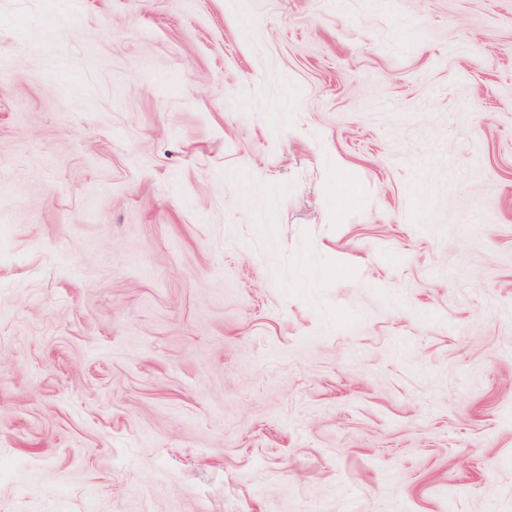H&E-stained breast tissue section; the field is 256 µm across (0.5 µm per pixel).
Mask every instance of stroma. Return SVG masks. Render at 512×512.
Wrapping results in <instances>:
<instances>
[{
    "mask_svg": "<svg viewBox=\"0 0 512 512\" xmlns=\"http://www.w3.org/2000/svg\"><path fill=\"white\" fill-rule=\"evenodd\" d=\"M0 512H512V0H0Z\"/></svg>",
    "mask_w": 512,
    "mask_h": 512,
    "instance_id": "stroma-1",
    "label": "stroma"
}]
</instances>
